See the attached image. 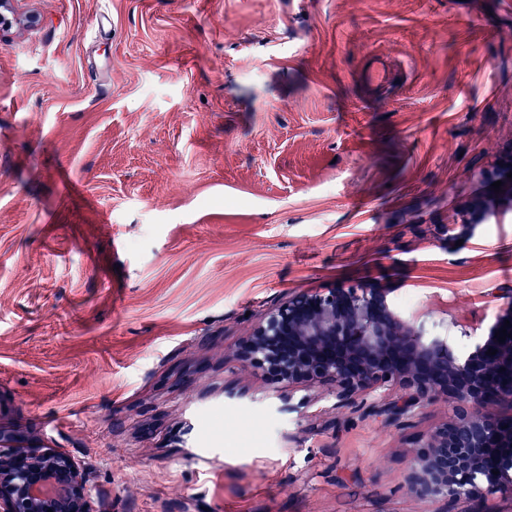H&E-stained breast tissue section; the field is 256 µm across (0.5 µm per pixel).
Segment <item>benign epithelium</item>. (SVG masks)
<instances>
[{
	"label": "benign epithelium",
	"instance_id": "benign-epithelium-1",
	"mask_svg": "<svg viewBox=\"0 0 512 512\" xmlns=\"http://www.w3.org/2000/svg\"><path fill=\"white\" fill-rule=\"evenodd\" d=\"M512 306L458 345L448 329L408 315L384 288H331L298 293L265 313L241 341L238 359L277 385L290 412L312 399L298 392L330 387L333 407L382 416L395 426L439 399L448 419L416 436L407 459L408 490L452 507L486 492L512 491ZM511 336L498 342L495 332ZM496 354H490V351ZM397 389L383 404L379 389ZM494 461L497 474H486ZM90 489L70 458L26 448L0 427V512H90Z\"/></svg>",
	"mask_w": 512,
	"mask_h": 512
}]
</instances>
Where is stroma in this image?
Instances as JSON below:
<instances>
[{
  "label": "stroma",
  "instance_id": "obj_1",
  "mask_svg": "<svg viewBox=\"0 0 512 512\" xmlns=\"http://www.w3.org/2000/svg\"><path fill=\"white\" fill-rule=\"evenodd\" d=\"M13 7L0 426L91 512H436L403 456L446 402L283 413L235 353L294 293L387 288L461 339L512 304V0Z\"/></svg>",
  "mask_w": 512,
  "mask_h": 512
}]
</instances>
